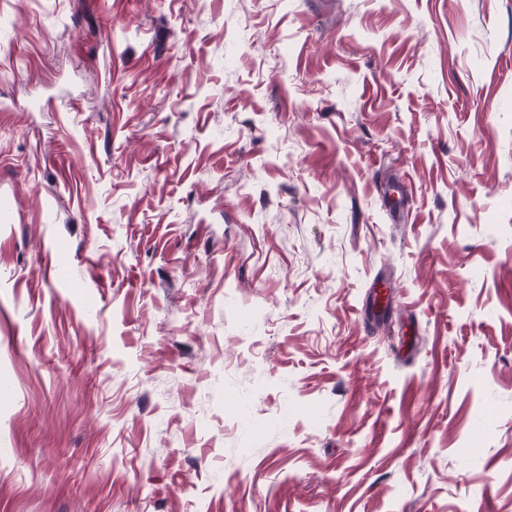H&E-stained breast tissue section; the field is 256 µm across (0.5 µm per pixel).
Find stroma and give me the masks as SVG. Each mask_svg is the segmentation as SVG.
Masks as SVG:
<instances>
[{"label": "stroma", "instance_id": "stroma-1", "mask_svg": "<svg viewBox=\"0 0 512 512\" xmlns=\"http://www.w3.org/2000/svg\"><path fill=\"white\" fill-rule=\"evenodd\" d=\"M0 193V512H512V0H0Z\"/></svg>", "mask_w": 512, "mask_h": 512}]
</instances>
